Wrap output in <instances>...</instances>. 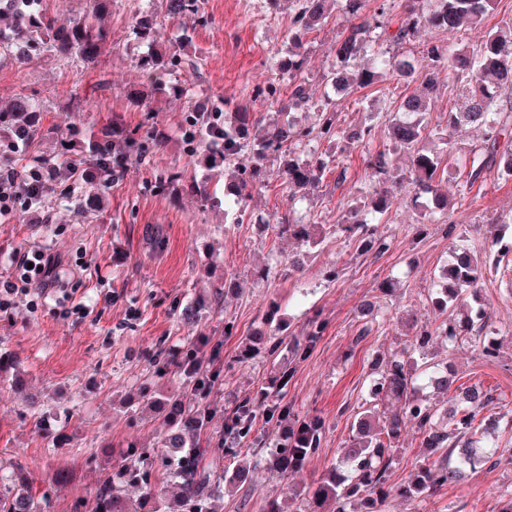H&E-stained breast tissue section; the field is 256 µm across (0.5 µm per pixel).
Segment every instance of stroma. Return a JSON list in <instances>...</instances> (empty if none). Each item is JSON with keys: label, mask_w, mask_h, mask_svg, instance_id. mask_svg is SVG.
<instances>
[{"label": "stroma", "mask_w": 512, "mask_h": 512, "mask_svg": "<svg viewBox=\"0 0 512 512\" xmlns=\"http://www.w3.org/2000/svg\"><path fill=\"white\" fill-rule=\"evenodd\" d=\"M147 5L148 0H113L104 19L112 43L99 69L52 60L23 68L0 62V100L36 92L47 127L69 123L65 106L75 95L86 100L83 118L89 131L116 115L131 127L141 123L143 113L130 111L125 97L128 87L140 81L132 63L139 48L130 39L128 20L134 9ZM204 8L209 24L202 26L188 17L179 25L165 21L158 26V41L168 47L178 42L183 28L193 29L185 51L197 57L200 73L182 75L183 99L155 104L152 123L167 136L155 165L130 166L124 179L113 185L108 210L100 219L92 221L65 209L58 210L50 224L43 223L37 211L22 219H0V280L12 277L14 258L27 250L43 249L62 260L64 288L20 295L10 307L0 309V352L20 360L25 393L36 394L41 401L36 415L26 407L25 393L0 394V459L21 462L30 485L50 491L51 512H73L75 501L92 495L112 464L113 449L129 441L156 447L161 420L147 414L130 420L124 400L150 377L148 356L156 344L178 347L186 339L176 313L178 303L207 297L228 280L237 284V291L228 293L221 306L204 308L201 322L211 342L223 344V383L211 395L215 429L224 427L225 395L254 392L274 368L263 359H234L240 340L263 327L271 302L281 304L287 335L299 334L317 311L329 323L312 353L296 362L288 386V400L299 411L326 420L319 451L292 479L300 490L311 491L351 434L353 417L367 395L373 359L404 347L410 325H438L428 297L434 273L450 261L456 248L483 254L487 224L512 228V180L487 177L470 190L474 203L465 213L435 214L426 221L411 192L405 191L380 223L391 239L384 255L358 254L351 239L335 234L312 249L302 271L292 272L286 259L297 244L271 229L285 210L288 195L276 173L277 162H269L271 175L263 188L253 190L240 224L229 223L223 203L203 209L186 192L175 199L149 192L146 183L156 168H181L191 178L203 173L185 154L175 129L186 103L221 96L253 107L268 123L278 114L277 107L256 101L253 90L274 75L270 61L285 47L291 9L273 5L272 0H204ZM346 24L345 17H332L309 35L304 71L314 98L330 103L345 126L363 118L359 97L395 101L405 89L395 75L360 94L323 86L321 77L334 62L332 48ZM102 77L111 80V90L96 91ZM460 104L458 86H441L427 116L438 133L432 149L450 151L453 159L441 182L452 196L463 183L456 161L482 143L474 130H449L448 113ZM342 162L345 177L326 174L297 203V210L312 222L337 223L348 201L368 195L370 177L361 151L345 153ZM156 231L166 239L164 250L152 245ZM333 265L340 270L334 281L327 276ZM388 279L399 283L390 295L380 291ZM477 294L490 313L485 334L498 340V359L484 358L470 338L452 349L434 345L425 358L448 366L457 383L495 389L512 404V273L487 276ZM365 299L375 302L384 320L361 339L358 306ZM228 320L237 328L229 338L224 335ZM45 428L65 434L68 445L47 447L41 436ZM53 469L68 475L64 491H51L48 473ZM283 495L279 475L262 467L256 481L225 493L222 512H260L264 499ZM511 499L512 461L504 458L423 500L387 499L380 512H502Z\"/></svg>", "instance_id": "1"}]
</instances>
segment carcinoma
I'll list each match as a JSON object with an SVG mask.
<instances>
[{
  "mask_svg": "<svg viewBox=\"0 0 512 512\" xmlns=\"http://www.w3.org/2000/svg\"><path fill=\"white\" fill-rule=\"evenodd\" d=\"M42 0H0V60L19 67L49 58L79 61L86 69L99 66L108 44L109 29L102 17L110 12L112 0H79L80 6L68 22L58 24L43 11ZM296 12L288 26V50L272 57L271 67L288 75L290 93L287 108L316 112L312 125H302L294 117L265 125L246 107L230 112L218 100L205 107L189 104L179 117V131L187 155L206 171L201 180L187 183L185 171L167 168L157 172L151 188L159 196L191 188L200 205L210 204L212 185L224 181V197L238 206L234 223H242L244 205L250 191L265 182L267 162L280 161L279 175L289 189L288 212L275 225L279 236L312 248L328 234L324 224H306L295 217L291 201L321 180L331 167L339 165V154L360 149L378 187L363 200L348 206L346 219L334 225L338 232L357 244L359 254L380 256L389 250V237L368 216L381 217L396 204L397 192L410 186L415 203L426 213L433 210L462 214L471 203L460 191L453 202L438 193L439 170L445 159L426 147L433 130L425 121L428 105L445 73L448 82L461 84L462 106L448 111V127L470 125L485 132L484 145L474 151L464 165L465 187H472L491 168L499 176L512 178V150H499L502 136L512 125V26L487 28L485 19L492 0H409L397 19L396 29L387 34L390 42L403 45L421 29L448 35L446 42L426 44L421 54L428 70L421 71L415 57L395 54L384 46L376 30L389 27L391 0H381L371 13L363 12V0H289ZM163 15L154 11L132 14L131 40L146 47L134 59V67L146 85L127 90L128 103L145 113V121L128 130L110 123L85 135V127L72 124L61 132L42 123L43 105L39 97L20 93L0 105V181L10 183L13 210L22 214L34 206L55 202L74 205L94 220L105 207L112 184L121 180L132 162L151 160L163 144L162 135L148 121L152 97H178L185 93L176 75L198 71L196 62L177 50L155 45L158 18L179 22L195 17L205 25L203 0H162ZM349 18L334 48L335 63L324 81L354 91L368 88L394 70L413 90L394 107L379 99L375 118L389 124L390 139L409 156L408 174L393 168L386 150L372 151L377 124L342 127L329 104L314 106L309 85L302 73L304 45L309 34L327 23L332 14ZM476 36L472 50L458 53L454 42ZM254 97L270 104L280 101L277 82L255 89ZM56 140L55 154L36 158L19 170L13 155L37 138ZM326 141L335 147L317 158L305 156L310 141ZM253 157L249 167L239 165L244 153ZM488 252L480 259L467 249L456 251L438 275L430 300L442 317L438 326L413 328L409 345L376 359L369 374L368 398L351 424V435L340 449L336 462L327 469L311 494L300 500L296 512H345V504L356 502L358 512H378V503L395 495L409 501L432 496L476 472L472 457L485 466L497 453L502 433V416L484 411L498 397L481 385L453 386L448 366H423L415 354L440 340L450 346L466 336L480 337L489 320L477 288L488 272L512 256V240L499 234L491 237ZM202 302L189 301L178 307L180 322L188 334L198 333ZM328 328L319 316L310 318L301 336L288 341L276 333L259 334L239 345L236 357L245 362L257 358H306ZM222 345L195 339L184 351L158 345L152 354L155 380L139 387L137 396L127 401L133 412L148 408L162 416L167 433L163 451L153 452L133 442L112 449V470L98 484L91 498L75 505V512H217L224 490L253 479L259 467L255 449L266 450V465L288 480L313 458L321 447L324 419L302 414L288 402V383L293 368L272 372L252 394L236 397L224 408V431L217 445L224 447V469L218 471L210 459L213 409L210 395L219 386L220 370L207 369L204 361L220 360ZM19 361L0 353V383L17 385ZM182 378L177 392L162 391L159 382L170 373ZM410 427L427 449L423 461L409 479L390 482V467L400 447L402 429ZM162 471L177 489L170 502L152 492L155 472ZM141 491L130 505L122 491ZM0 512H50L48 495L38 494L27 482L24 468L15 464L9 475H0Z\"/></svg>",
  "mask_w": 512,
  "mask_h": 512,
  "instance_id": "carcinoma-1",
  "label": "carcinoma"
}]
</instances>
